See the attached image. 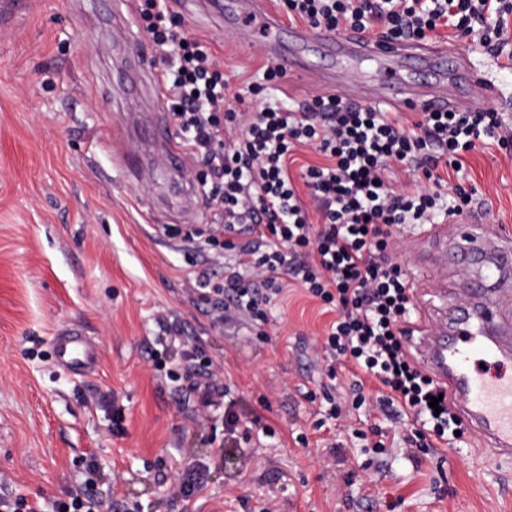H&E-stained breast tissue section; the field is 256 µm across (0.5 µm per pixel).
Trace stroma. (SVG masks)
Masks as SVG:
<instances>
[{
	"mask_svg": "<svg viewBox=\"0 0 512 512\" xmlns=\"http://www.w3.org/2000/svg\"><path fill=\"white\" fill-rule=\"evenodd\" d=\"M28 2L12 29H0V496L49 512L89 480L109 512L132 503L181 512L174 487L202 464L193 512H512V460L489 458L473 429L416 458L401 445L379 453L356 435L392 427L371 404L331 419L325 399L305 400L335 315L301 289L287 285L264 335L240 321L212 328L185 279L212 234L210 210L185 177L162 178L154 165L134 177L121 163L126 114L170 119L152 88L128 100L112 80L118 39L127 61L161 67L136 22L137 0ZM172 9L246 86L265 61L251 32L186 16L181 0ZM453 49L497 86L489 106L512 123L503 58L467 40ZM466 178L491 221L512 225V152L472 155ZM422 237L408 229L399 259L435 323L445 318L439 288L462 287L469 275L415 260ZM164 318L225 367L237 412L256 426L225 435L224 410L214 407L197 427L199 406L165 375L186 346L165 335ZM67 325L97 345V371L74 376L55 365L52 339Z\"/></svg>",
	"mask_w": 512,
	"mask_h": 512,
	"instance_id": "obj_1",
	"label": "stroma"
}]
</instances>
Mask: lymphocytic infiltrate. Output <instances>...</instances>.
Returning a JSON list of instances; mask_svg holds the SVG:
<instances>
[{"label":"lymphocytic infiltrate","instance_id":"1","mask_svg":"<svg viewBox=\"0 0 512 512\" xmlns=\"http://www.w3.org/2000/svg\"><path fill=\"white\" fill-rule=\"evenodd\" d=\"M282 8L312 29L389 41H428L446 29L497 55L512 43V0H282ZM139 21L162 61L158 82L186 173L214 207L216 233L198 252L206 262L221 252L235 260L220 282L207 269L193 273V292L215 323L267 321L285 281L294 282L336 311L321 342L328 377L347 362L356 402L374 380L377 410L411 419L407 443H450L462 424L448 401L429 405L441 389L411 353L414 283L393 252L408 226L471 207L475 188L443 172H462L478 149L511 148L512 124L492 109L423 112L408 124L338 93L286 104L273 96L285 76L274 63L239 92L211 48L183 30L170 0H142ZM300 146L322 161L294 177ZM402 172L417 174L416 191L397 188ZM181 372L194 402L216 406L219 371L193 351Z\"/></svg>","mask_w":512,"mask_h":512}]
</instances>
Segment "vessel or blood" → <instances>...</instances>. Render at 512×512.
Masks as SVG:
<instances>
[{
    "label": "vessel or blood",
    "instance_id": "vessel-or-blood-1",
    "mask_svg": "<svg viewBox=\"0 0 512 512\" xmlns=\"http://www.w3.org/2000/svg\"><path fill=\"white\" fill-rule=\"evenodd\" d=\"M213 15L225 24L247 19L266 54L289 73L316 77L329 88L347 90L352 102L385 104L400 112L482 109L490 86L464 55H447L437 46L369 40L348 31L284 30L269 0H210ZM317 40L340 57L360 58L375 66L373 83L350 85L346 74L316 67L305 46ZM439 266L480 267L500 288L483 295L458 289L453 328L434 326L420 340L418 353L433 378L448 391V401L477 431L496 457L512 458V233L490 223L481 210L449 217L435 225ZM57 364L72 374L95 365L98 356L82 330L63 328L54 338Z\"/></svg>",
    "mask_w": 512,
    "mask_h": 512
}]
</instances>
